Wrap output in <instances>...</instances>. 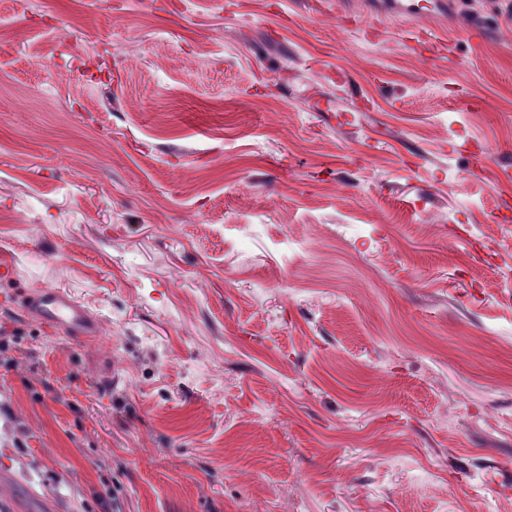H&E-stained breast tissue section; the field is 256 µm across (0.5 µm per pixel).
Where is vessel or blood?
I'll list each match as a JSON object with an SVG mask.
<instances>
[{
  "label": "vessel or blood",
  "mask_w": 512,
  "mask_h": 512,
  "mask_svg": "<svg viewBox=\"0 0 512 512\" xmlns=\"http://www.w3.org/2000/svg\"><path fill=\"white\" fill-rule=\"evenodd\" d=\"M455 10L454 0H376L377 18L403 23L421 16L445 15ZM23 309L45 328L80 340L99 335V321L68 293L57 288H42L25 296Z\"/></svg>",
  "instance_id": "1"
}]
</instances>
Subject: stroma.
Returning a JSON list of instances; mask_svg holds the SVG:
<instances>
[{
	"instance_id": "obj_1",
	"label": "stroma",
	"mask_w": 512,
	"mask_h": 512,
	"mask_svg": "<svg viewBox=\"0 0 512 512\" xmlns=\"http://www.w3.org/2000/svg\"><path fill=\"white\" fill-rule=\"evenodd\" d=\"M335 4L0 0L9 512H512V22ZM26 315L45 328L80 340L99 336V320L68 293L57 288H41L25 296Z\"/></svg>"
}]
</instances>
